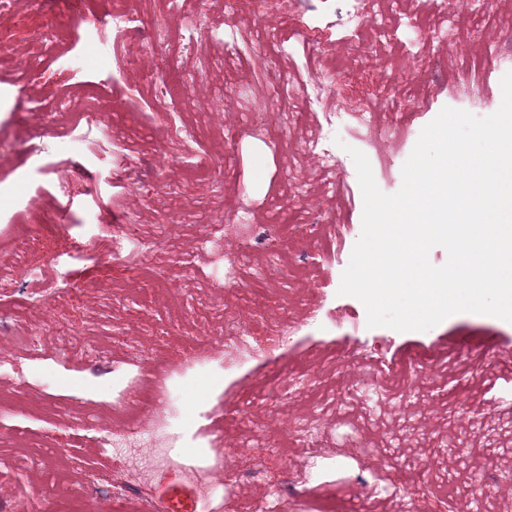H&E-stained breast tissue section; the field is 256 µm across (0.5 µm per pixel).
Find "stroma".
Listing matches in <instances>:
<instances>
[{
  "mask_svg": "<svg viewBox=\"0 0 512 512\" xmlns=\"http://www.w3.org/2000/svg\"><path fill=\"white\" fill-rule=\"evenodd\" d=\"M132 19L119 52L81 36L82 19L104 21L112 0H14L0 16V357L14 372L0 374V424L20 442L0 441V512L14 503L26 512H58L45 493L46 473L20 469L21 456L56 439L46 451L108 471L100 447L125 414L151 404L178 384L188 396L184 425L167 421L164 436L145 444L151 465L141 483H184L199 512H256L267 488L284 484L280 512H395L391 486L425 493L422 472L446 485L434 512H493L482 495L461 503L453 480L464 466L491 475L512 498V322L459 313L426 331L371 328L357 298L339 295L345 266L362 231L363 198L349 148L368 158L381 191L397 192L402 167L422 129L446 107L483 118L502 102L505 74L495 51L512 49V0H461L458 50L435 37L445 20L436 0H367L357 27L347 25V0H308L297 13H280L262 0H124ZM201 32L183 21L194 7ZM328 18L330 51L302 43V29ZM169 41H155L157 29ZM50 37L41 61L28 63L29 46ZM335 54L355 89L347 111L396 112L401 122L353 130L334 176L324 175L306 151L326 137L316 100H293L289 90L323 76ZM484 60L483 96L470 108L473 60ZM190 129L191 144L181 131ZM71 191L59 220L49 214L60 185ZM245 209V224L230 223L223 250L202 247L206 224ZM132 218L137 249L148 256L137 269L112 260V239ZM287 225L286 246L299 274L289 277L264 261L267 227ZM350 225L341 242L321 239ZM251 251L237 265L234 285L221 288V252ZM274 309L262 353L224 368L225 318ZM76 331L79 343L60 351L56 329ZM41 337L38 351L12 344ZM378 348L385 370H406L412 359L438 358L444 368L405 396L390 395L382 414L399 418L414 438L470 436L467 452L413 449L390 455L392 426L363 424L359 401L317 433L316 469L298 448L288 461L250 449L254 438L277 442L302 406L320 401L317 386L287 400L277 421L252 412L253 427L238 431L223 413L264 388L274 373L321 376L335 388ZM212 361L211 370L179 371L187 352ZM477 365L468 377L466 365Z\"/></svg>",
  "mask_w": 512,
  "mask_h": 512,
  "instance_id": "stroma-1",
  "label": "stroma"
}]
</instances>
